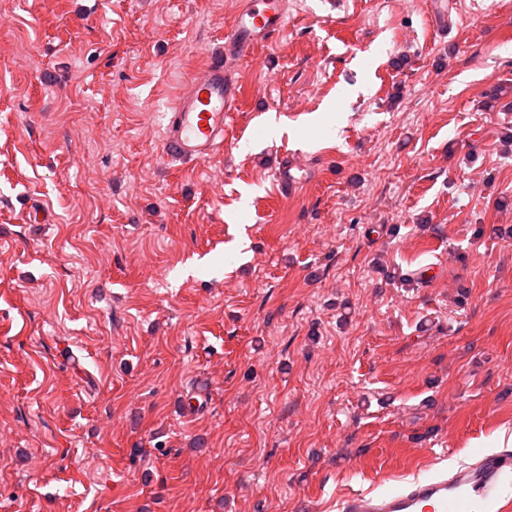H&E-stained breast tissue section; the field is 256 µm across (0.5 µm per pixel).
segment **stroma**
<instances>
[{
	"instance_id": "obj_1",
	"label": "stroma",
	"mask_w": 512,
	"mask_h": 512,
	"mask_svg": "<svg viewBox=\"0 0 512 512\" xmlns=\"http://www.w3.org/2000/svg\"><path fill=\"white\" fill-rule=\"evenodd\" d=\"M288 2L179 167L242 0H0V512H337L512 434V0ZM224 46L209 65L193 74L167 112L162 153L172 163L199 164L224 146V128L236 111L239 87L230 62L257 43L278 37L285 28L286 0H244ZM294 168L292 164L288 165V159H286L282 160L275 169V181L281 190L296 193L302 186L301 178L296 177L293 172Z\"/></svg>"
}]
</instances>
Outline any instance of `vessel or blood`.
<instances>
[{
	"label": "vessel or blood",
	"mask_w": 512,
	"mask_h": 512,
	"mask_svg": "<svg viewBox=\"0 0 512 512\" xmlns=\"http://www.w3.org/2000/svg\"><path fill=\"white\" fill-rule=\"evenodd\" d=\"M223 47L193 74L164 112L162 153L172 163L198 164L224 145V129L237 107L239 87L231 61L285 28L286 0H244ZM512 448L473 456L451 472L394 485L387 492L344 496L338 512H512Z\"/></svg>",
	"instance_id": "1"
}]
</instances>
